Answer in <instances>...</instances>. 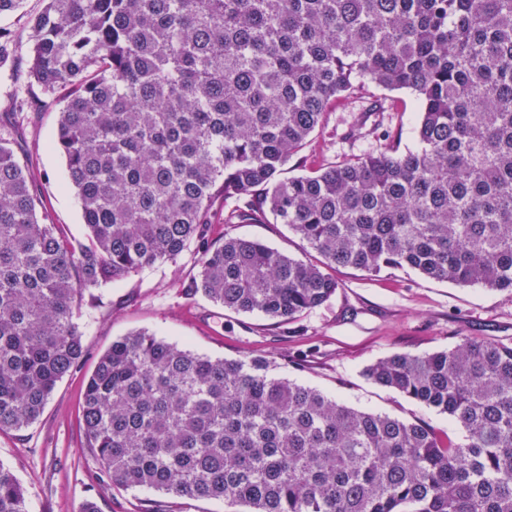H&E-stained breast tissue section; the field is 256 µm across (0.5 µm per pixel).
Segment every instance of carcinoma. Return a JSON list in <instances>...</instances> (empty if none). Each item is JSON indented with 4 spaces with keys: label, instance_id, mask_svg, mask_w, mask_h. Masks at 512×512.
Returning a JSON list of instances; mask_svg holds the SVG:
<instances>
[{
    "label": "carcinoma",
    "instance_id": "carcinoma-1",
    "mask_svg": "<svg viewBox=\"0 0 512 512\" xmlns=\"http://www.w3.org/2000/svg\"><path fill=\"white\" fill-rule=\"evenodd\" d=\"M19 107L64 93L54 147L88 242L47 223L0 137V432L37 421L85 347L76 304L196 245L191 293L289 322L329 273L409 268L512 292V0H46L28 21ZM18 41L0 26V68ZM419 104V146L388 143L280 178L327 112ZM271 214L313 263L209 224ZM200 355L148 332L112 342L82 397L102 489L223 500L249 512H512V346L464 336L395 353L373 383L448 415V434ZM0 512H27L0 464Z\"/></svg>",
    "mask_w": 512,
    "mask_h": 512
}]
</instances>
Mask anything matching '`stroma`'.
Listing matches in <instances>:
<instances>
[{
  "instance_id": "obj_1",
  "label": "stroma",
  "mask_w": 512,
  "mask_h": 512,
  "mask_svg": "<svg viewBox=\"0 0 512 512\" xmlns=\"http://www.w3.org/2000/svg\"><path fill=\"white\" fill-rule=\"evenodd\" d=\"M403 112H375L367 121V139L350 142L344 135L354 119L345 107L325 116L322 127L301 152L330 157L357 154L399 138L415 147L418 114L413 96ZM58 110L19 108L13 85L0 75V136L10 139L22 161L33 170L51 223L66 235L85 239L87 228L74 192L67 186L66 160L53 148ZM259 240L293 258L311 255L287 225H212L210 241L225 233ZM196 249L178 263L159 264L132 274L106 290L99 303H78L85 327V356L48 400L40 418L22 432H0V462L11 467L26 490L28 512H80L96 497L101 512H139L148 489L101 490L90 475L94 459L84 452L80 433V396L100 355L113 341L146 330L168 342L226 359L260 356L271 373L317 388L348 405L386 413L460 436L458 426L437 410L367 380L363 371L397 352L425 353L454 347L464 336L512 346V294L480 285L457 286L406 269L372 275L350 267L333 269L340 287L324 305L281 323L259 313H235L188 288L198 273Z\"/></svg>"
}]
</instances>
